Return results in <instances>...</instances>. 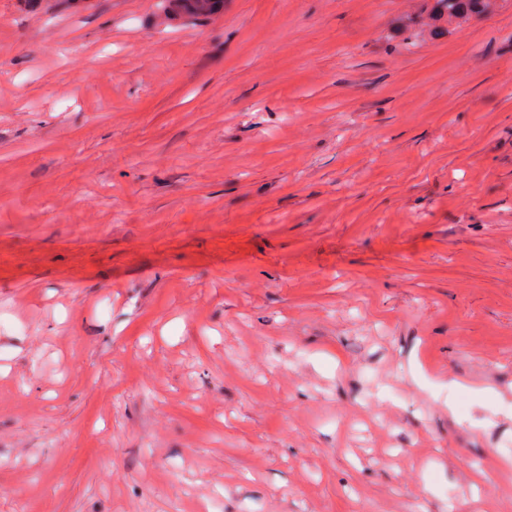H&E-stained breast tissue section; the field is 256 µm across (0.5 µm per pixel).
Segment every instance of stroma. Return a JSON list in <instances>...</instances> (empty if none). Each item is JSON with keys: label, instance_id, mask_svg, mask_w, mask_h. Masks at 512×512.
<instances>
[{"label": "stroma", "instance_id": "35a3bbf8", "mask_svg": "<svg viewBox=\"0 0 512 512\" xmlns=\"http://www.w3.org/2000/svg\"><path fill=\"white\" fill-rule=\"evenodd\" d=\"M0 0V512H512V0ZM205 1L207 5L200 6L199 2ZM180 10L190 18H199L218 12L224 7L223 0H179L177 5ZM428 25L439 28L441 22H452L488 11L494 0H431Z\"/></svg>", "mask_w": 512, "mask_h": 512}]
</instances>
